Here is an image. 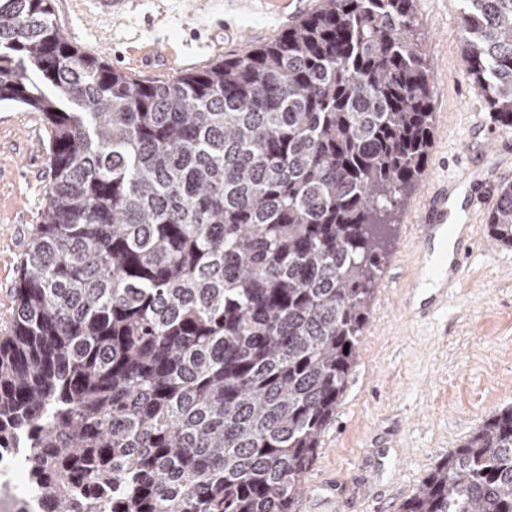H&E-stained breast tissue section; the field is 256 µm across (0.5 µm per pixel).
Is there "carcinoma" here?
<instances>
[{"label":"carcinoma","instance_id":"carcinoma-1","mask_svg":"<svg viewBox=\"0 0 512 512\" xmlns=\"http://www.w3.org/2000/svg\"><path fill=\"white\" fill-rule=\"evenodd\" d=\"M463 63L512 125V0H461ZM413 0H317L244 56L164 78L0 0V104L51 179L9 335L0 458L47 512H297L427 162ZM512 248V186L488 214ZM401 512H512V407Z\"/></svg>","mask_w":512,"mask_h":512}]
</instances>
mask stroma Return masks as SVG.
<instances>
[{
  "label": "stroma",
  "mask_w": 512,
  "mask_h": 512,
  "mask_svg": "<svg viewBox=\"0 0 512 512\" xmlns=\"http://www.w3.org/2000/svg\"><path fill=\"white\" fill-rule=\"evenodd\" d=\"M316 0H135L98 14L92 0H52L69 40L125 72L144 75V47L166 58L159 77L270 41ZM460 0H416L413 36L425 52L432 94L429 159L392 215L381 283L346 391L306 482L300 512H399L431 469L483 421L512 406V248L478 219L465 281L424 323L402 311L413 273L414 215L426 184L453 176L477 122L512 143L462 64ZM49 179L38 114L0 106V334L9 328L21 261Z\"/></svg>",
  "instance_id": "35a3bbf8"
}]
</instances>
